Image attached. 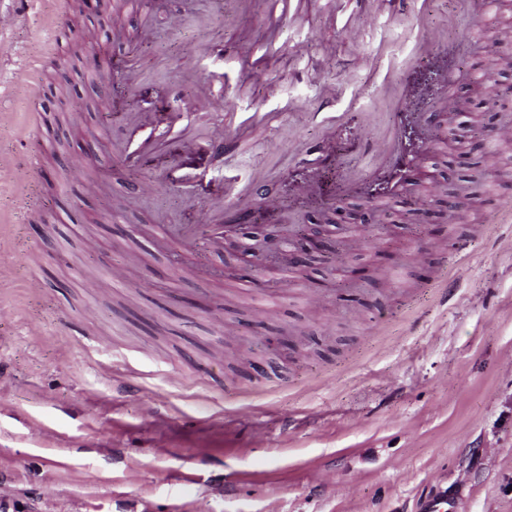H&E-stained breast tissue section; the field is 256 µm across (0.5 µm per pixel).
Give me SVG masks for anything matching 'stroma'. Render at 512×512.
<instances>
[{
  "label": "stroma",
  "instance_id": "obj_1",
  "mask_svg": "<svg viewBox=\"0 0 512 512\" xmlns=\"http://www.w3.org/2000/svg\"><path fill=\"white\" fill-rule=\"evenodd\" d=\"M106 3L0 0V168L27 173L22 191L0 180L10 512H419L442 490L454 512H512V161L493 154L512 68L472 26L512 30V0H406L402 26L391 0H305L299 20L285 0ZM449 17L385 100L379 39L403 50ZM35 63L29 99L13 77ZM228 94L268 122L225 126ZM448 96L485 141L465 157L427 121ZM326 108L338 125L303 122ZM167 111L223 128V150L170 138L121 159L127 115ZM392 111L422 174L371 200L394 171L360 127ZM230 163L275 169L248 216L268 251L314 221L339 225L335 251L295 280L279 259L245 275L232 232L216 256L206 209ZM461 186L457 219L442 201ZM365 203L375 223L349 226ZM162 215L195 227L190 253L154 235ZM129 264L133 285L112 276Z\"/></svg>",
  "mask_w": 512,
  "mask_h": 512
}]
</instances>
